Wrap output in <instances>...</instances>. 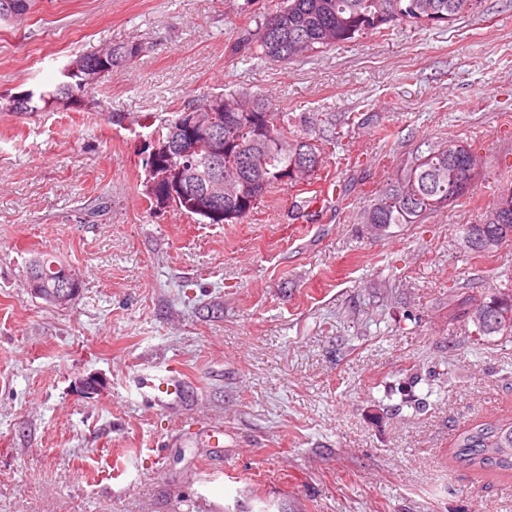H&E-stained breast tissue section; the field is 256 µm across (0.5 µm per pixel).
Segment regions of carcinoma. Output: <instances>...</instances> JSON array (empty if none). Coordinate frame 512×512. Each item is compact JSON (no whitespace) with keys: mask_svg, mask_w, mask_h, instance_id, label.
Returning <instances> with one entry per match:
<instances>
[{"mask_svg":"<svg viewBox=\"0 0 512 512\" xmlns=\"http://www.w3.org/2000/svg\"><path fill=\"white\" fill-rule=\"evenodd\" d=\"M481 0H282V5L263 17L242 45L231 53L243 52L272 62H292L321 52L338 42H350L369 32L383 33L406 24L450 23L475 12ZM34 0H0V21L27 14ZM141 46L136 43L112 47L101 59L83 55L74 63L98 71L91 84L78 75L61 78L49 88L36 87L32 93L0 97V110L18 114L52 112L76 106L89 98L102 79L113 70L136 58ZM224 111V170L235 169L246 182L241 194L224 201V216L217 218L188 206L187 201H172L178 192L167 173L178 166V148L190 142L188 133L177 124L182 114L203 103ZM373 117L354 121L349 116L336 118L334 112L270 111L264 95L244 90L207 93L190 100L173 119L157 130L156 173L149 175L156 186L146 195L150 205H168L210 224H236L247 218L274 184L292 188L312 186L322 179L324 159L343 137V127L365 125ZM474 152L463 142H430L407 160L399 178L380 191L366 211V224L376 236L385 235L393 224H416L445 207L456 204L475 189L472 164L485 166L486 160H473ZM512 238V191L501 194L492 210L475 224L462 226L465 252L475 258L494 255ZM78 287L79 271L53 256L43 254L30 260L28 277H42L44 296H52L63 273ZM473 299L464 303L463 320L472 324L477 336H512V290L490 288L480 294L477 306L485 309L484 319L472 317ZM452 457L458 465L485 472L512 476V422H479L463 428L452 440Z\"/></svg>","mask_w":512,"mask_h":512,"instance_id":"cac0c4a2","label":"carcinoma"}]
</instances>
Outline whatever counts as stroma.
I'll list each match as a JSON object with an SVG mask.
<instances>
[{"mask_svg": "<svg viewBox=\"0 0 512 512\" xmlns=\"http://www.w3.org/2000/svg\"><path fill=\"white\" fill-rule=\"evenodd\" d=\"M275 5L36 0L0 25L6 94L141 46L87 106L0 112V512H512V479L451 448L512 417V337L473 345L453 314L512 270V241L461 245L512 186V0L290 63L228 56ZM239 88L381 123L327 155L317 209L280 185L238 224L148 210L152 127ZM431 140L486 158L473 198L371 236L368 205ZM39 253L80 271L75 301L32 295ZM171 360L184 393L154 405L144 384Z\"/></svg>", "mask_w": 512, "mask_h": 512, "instance_id": "1", "label": "stroma"}]
</instances>
